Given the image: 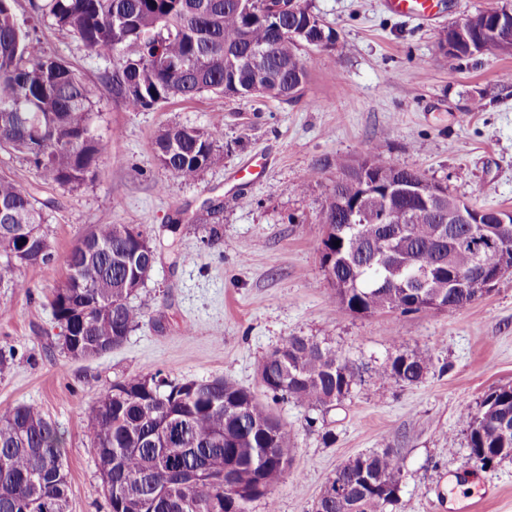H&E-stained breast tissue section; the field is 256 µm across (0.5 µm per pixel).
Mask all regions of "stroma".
Returning a JSON list of instances; mask_svg holds the SVG:
<instances>
[{
    "label": "stroma",
    "mask_w": 512,
    "mask_h": 512,
    "mask_svg": "<svg viewBox=\"0 0 512 512\" xmlns=\"http://www.w3.org/2000/svg\"><path fill=\"white\" fill-rule=\"evenodd\" d=\"M502 2L445 0L438 16L420 20L391 13L384 0H311L337 40L330 53L309 52L299 100L204 93L140 112L115 94L109 59L52 20L37 27L32 47L77 72L91 93L93 133L109 145L74 186L0 151V174L42 206L54 253L50 265L0 280V406L31 405L55 424L69 512H110L86 408L113 383L158 372L176 381L228 379L287 422L288 473L273 504L259 500L249 512H313L341 464L386 447L405 463L392 512H512V458L483 468L469 455L462 423L491 388L512 384V273L461 308L352 316L331 299L317 222L339 165L373 146L461 199L512 210V55L453 59L438 50L449 24ZM175 124L218 131L223 162L191 181L160 166L154 137ZM252 163L262 167L259 179H235ZM104 218L140 230L156 262L131 298L142 317L123 346L75 360L58 347L49 296L66 277L73 245ZM214 224L220 238L205 241ZM291 336L328 339L363 371L351 397L313 424L309 409L272 401L258 374L263 357ZM400 349L430 352L418 383L375 377Z\"/></svg>",
    "instance_id": "obj_1"
}]
</instances>
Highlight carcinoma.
<instances>
[{
    "instance_id": "carcinoma-1",
    "label": "carcinoma",
    "mask_w": 512,
    "mask_h": 512,
    "mask_svg": "<svg viewBox=\"0 0 512 512\" xmlns=\"http://www.w3.org/2000/svg\"><path fill=\"white\" fill-rule=\"evenodd\" d=\"M13 0H0V149L25 154L62 186L78 184L106 154L91 133L93 104L81 78L62 59L30 48L27 22ZM45 0L32 4L31 20L49 17L97 55L113 61L112 86L132 110L207 92L247 98L256 87L274 99L301 95L309 72L302 50H331L332 27L307 0ZM509 14L502 19L479 10L463 21L473 53L497 52L512 42ZM217 134L172 125L154 139V156L184 180L223 161ZM364 171L372 195L363 196L356 175L336 181L318 223L328 230L330 251L320 256L332 298L348 314H436L480 299L474 288L448 287L450 271L470 272L476 254L454 241L468 224L454 225L450 241L436 231L443 217L427 202L400 196L392 201L398 236L382 219L378 194L389 181L431 185L418 170L393 164L370 148L342 171ZM359 206L362 214L348 220ZM43 208L32 194L0 175V278L17 265L53 260L42 229ZM339 245H334V242ZM434 273L436 287L420 290L412 269L388 270L387 252ZM155 249L129 224H96L71 249V275L53 289V316L62 328L61 349L73 359L98 358L126 340L141 318L129 302L145 285ZM432 362L427 350L400 351L375 371L382 380L414 384ZM275 400L325 410L346 400L362 381L358 368L325 339L290 336L259 366ZM512 424V384L490 389L474 414L467 413L469 454L484 468L496 463L499 421ZM101 480L111 484V512H249L260 499L273 506L274 489L288 474V425L246 389L224 378L176 382L161 374L112 384L84 412ZM176 467H207L210 473L182 487L169 479ZM404 459L396 448L362 453L328 480L350 488L356 512H385L399 501ZM69 482L61 440L53 424L31 405L0 410V512H68Z\"/></svg>"
}]
</instances>
